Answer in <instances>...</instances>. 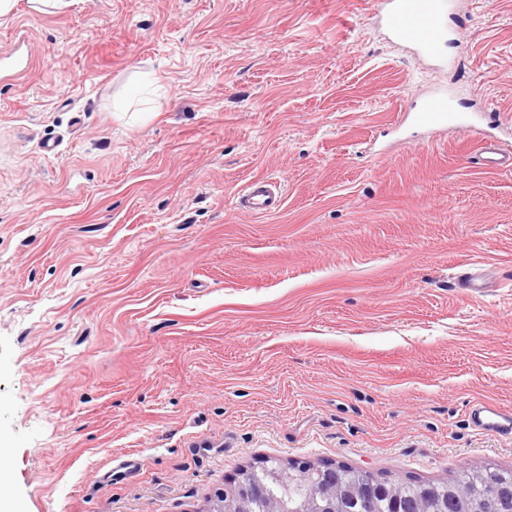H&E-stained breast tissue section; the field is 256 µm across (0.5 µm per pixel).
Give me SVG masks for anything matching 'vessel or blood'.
Segmentation results:
<instances>
[{
    "mask_svg": "<svg viewBox=\"0 0 512 512\" xmlns=\"http://www.w3.org/2000/svg\"><path fill=\"white\" fill-rule=\"evenodd\" d=\"M454 11L452 0H380L379 15L392 40L437 60L443 56L446 21L453 18ZM28 64L20 47L0 53V81L19 79ZM408 115L416 126L432 132L443 130L457 119L452 99L443 91L410 107ZM483 164L489 170H512V145L487 146ZM237 205L251 214L263 216L279 211L282 199L275 181L268 178L247 185L239 193ZM469 420L477 432L512 436V411L495 403L475 402L470 408Z\"/></svg>",
    "mask_w": 512,
    "mask_h": 512,
    "instance_id": "obj_1",
    "label": "vessel or blood"
}]
</instances>
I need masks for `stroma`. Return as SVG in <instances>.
<instances>
[{
  "instance_id": "35a3bbf8",
  "label": "stroma",
  "mask_w": 512,
  "mask_h": 512,
  "mask_svg": "<svg viewBox=\"0 0 512 512\" xmlns=\"http://www.w3.org/2000/svg\"><path fill=\"white\" fill-rule=\"evenodd\" d=\"M446 63L377 0H70L0 16V449L13 512H208L266 458L512 469V171L404 116L448 87L512 141V0ZM59 142L57 155L39 145ZM275 178L281 209L237 210ZM483 268L493 291L458 277ZM134 468H125V461ZM25 41L21 38L8 53H0V81L7 82L18 80L23 75L24 69L29 64V59L21 52L22 44ZM472 428L479 433L512 436V411L487 402H475L469 412Z\"/></svg>"
}]
</instances>
